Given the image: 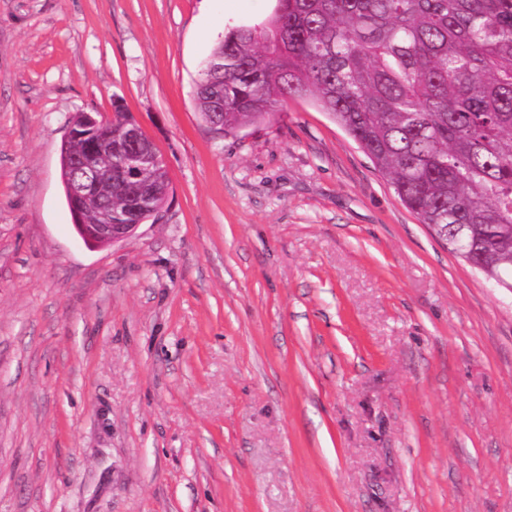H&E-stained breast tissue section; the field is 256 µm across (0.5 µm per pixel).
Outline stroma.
<instances>
[{
	"mask_svg": "<svg viewBox=\"0 0 512 512\" xmlns=\"http://www.w3.org/2000/svg\"><path fill=\"white\" fill-rule=\"evenodd\" d=\"M275 0H0V512H512V290L313 102L220 137L197 84ZM171 203L87 247L80 113Z\"/></svg>",
	"mask_w": 512,
	"mask_h": 512,
	"instance_id": "stroma-1",
	"label": "stroma"
}]
</instances>
